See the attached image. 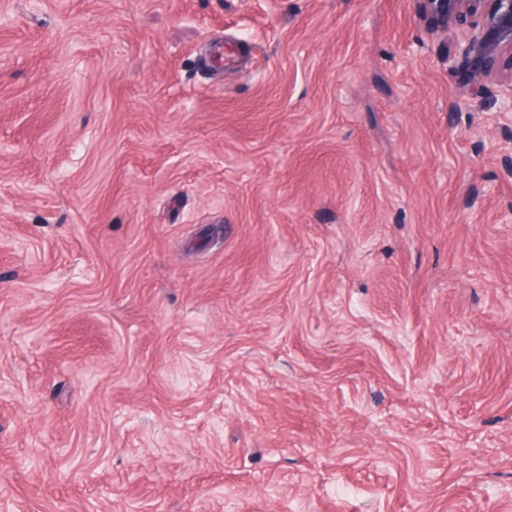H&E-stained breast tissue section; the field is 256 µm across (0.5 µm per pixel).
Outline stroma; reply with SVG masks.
<instances>
[{"instance_id":"35a3bbf8","label":"stroma","mask_w":512,"mask_h":512,"mask_svg":"<svg viewBox=\"0 0 512 512\" xmlns=\"http://www.w3.org/2000/svg\"><path fill=\"white\" fill-rule=\"evenodd\" d=\"M422 0H0V512H512V112Z\"/></svg>"}]
</instances>
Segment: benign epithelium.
<instances>
[{
    "label": "benign epithelium",
    "mask_w": 512,
    "mask_h": 512,
    "mask_svg": "<svg viewBox=\"0 0 512 512\" xmlns=\"http://www.w3.org/2000/svg\"><path fill=\"white\" fill-rule=\"evenodd\" d=\"M445 25L469 33L462 45L448 48L450 68L470 71L467 95L484 97L497 84L504 107L512 110V0H423Z\"/></svg>",
    "instance_id": "obj_1"
}]
</instances>
